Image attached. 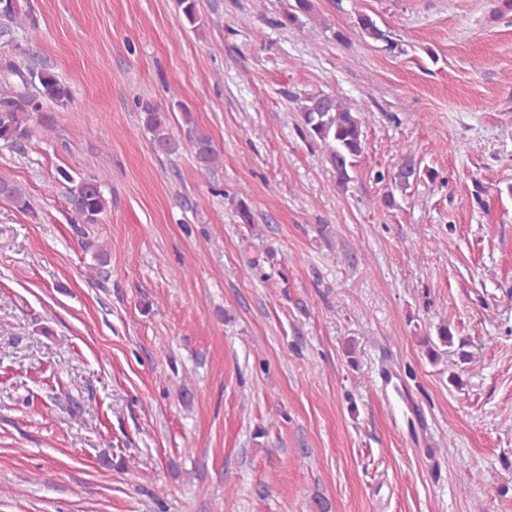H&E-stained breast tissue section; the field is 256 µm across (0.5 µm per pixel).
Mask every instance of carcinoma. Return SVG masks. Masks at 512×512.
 Here are the masks:
<instances>
[{
    "instance_id": "carcinoma-1",
    "label": "carcinoma",
    "mask_w": 512,
    "mask_h": 512,
    "mask_svg": "<svg viewBox=\"0 0 512 512\" xmlns=\"http://www.w3.org/2000/svg\"><path fill=\"white\" fill-rule=\"evenodd\" d=\"M178 7L183 21L195 28L200 26L197 0H178ZM312 9V0H294L283 11L277 25L298 27L300 17L308 15ZM1 18L5 20V23L0 24L1 37L36 26L35 19L9 4L0 9ZM357 24L363 36L385 44L389 50L396 49L389 32L382 29L372 16L358 14ZM5 70L4 79L12 77L24 87L22 92L0 94V143L16 149L32 136L29 122L39 111L41 101L50 100L64 105L70 100V88L52 72L35 67L31 57L25 52L10 59ZM177 106L182 108L185 125L184 139L181 141L171 133L168 113L160 111L152 102H138L140 121L151 144L157 152L165 155L176 153L183 147L204 170L219 167L221 158L213 148L210 137L197 129L191 113L182 103H177ZM298 111L301 119L299 133L309 142L322 146L325 161L336 175L337 185L346 186L350 181V171L358 165L364 154L367 116L322 91L303 97ZM424 175L431 178L434 172L421 167L413 157L408 156L391 176L379 172L376 180L382 182L388 178L393 188L405 194ZM58 176L64 182L75 183L69 191L68 203L77 220L82 224L98 223L107 207L102 179L93 177L76 183L72 175L64 169L58 170ZM0 198L11 201L22 211L30 208L27 188L12 178L0 176ZM422 343L428 358L433 362L450 353L455 345L454 335L445 324L437 327L436 336L423 337Z\"/></svg>"
}]
</instances>
